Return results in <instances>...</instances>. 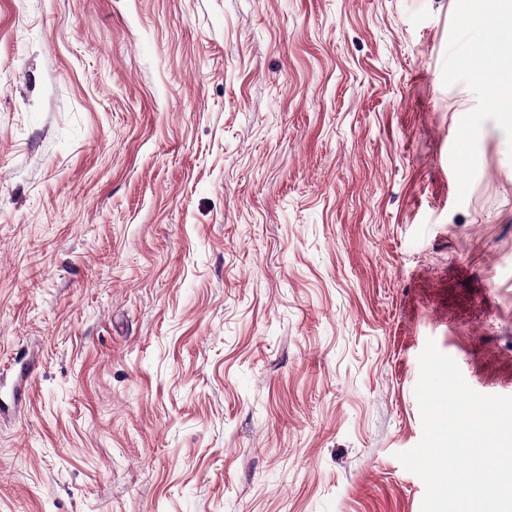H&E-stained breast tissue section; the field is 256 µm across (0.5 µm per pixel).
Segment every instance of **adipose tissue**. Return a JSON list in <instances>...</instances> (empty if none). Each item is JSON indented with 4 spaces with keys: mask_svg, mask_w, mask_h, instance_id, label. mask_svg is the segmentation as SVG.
Returning a JSON list of instances; mask_svg holds the SVG:
<instances>
[{
    "mask_svg": "<svg viewBox=\"0 0 512 512\" xmlns=\"http://www.w3.org/2000/svg\"><path fill=\"white\" fill-rule=\"evenodd\" d=\"M485 36L468 63L492 89L502 110L512 112V7L492 5L474 16Z\"/></svg>",
    "mask_w": 512,
    "mask_h": 512,
    "instance_id": "1",
    "label": "adipose tissue"
}]
</instances>
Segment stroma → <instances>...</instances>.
<instances>
[{"label":"stroma","mask_w":512,"mask_h":512,"mask_svg":"<svg viewBox=\"0 0 512 512\" xmlns=\"http://www.w3.org/2000/svg\"><path fill=\"white\" fill-rule=\"evenodd\" d=\"M457 0H0V512H421L427 340L512 396V122Z\"/></svg>","instance_id":"obj_1"}]
</instances>
